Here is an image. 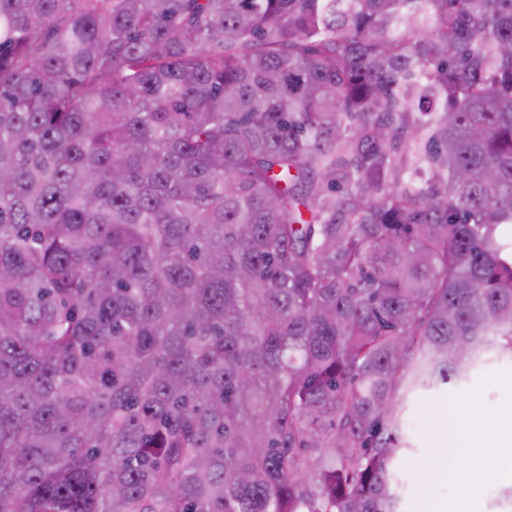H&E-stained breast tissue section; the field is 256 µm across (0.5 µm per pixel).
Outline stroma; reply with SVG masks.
I'll return each mask as SVG.
<instances>
[{"mask_svg": "<svg viewBox=\"0 0 512 512\" xmlns=\"http://www.w3.org/2000/svg\"><path fill=\"white\" fill-rule=\"evenodd\" d=\"M413 424L408 449L391 466L399 480L400 512H457L466 484H473L478 512H495L485 499L489 469L500 463V450L487 448L479 461L466 455L461 439L448 430L453 419L479 417L489 434L512 437V356L491 352L465 382L442 385L410 398ZM447 433V447L437 438Z\"/></svg>", "mask_w": 512, "mask_h": 512, "instance_id": "1", "label": "stroma"}]
</instances>
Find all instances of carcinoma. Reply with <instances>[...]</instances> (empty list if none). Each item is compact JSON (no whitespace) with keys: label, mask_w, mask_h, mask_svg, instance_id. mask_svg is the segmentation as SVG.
Wrapping results in <instances>:
<instances>
[{"label":"carcinoma","mask_w":512,"mask_h":512,"mask_svg":"<svg viewBox=\"0 0 512 512\" xmlns=\"http://www.w3.org/2000/svg\"><path fill=\"white\" fill-rule=\"evenodd\" d=\"M493 347L512 0H0V512H398Z\"/></svg>","instance_id":"obj_1"}]
</instances>
